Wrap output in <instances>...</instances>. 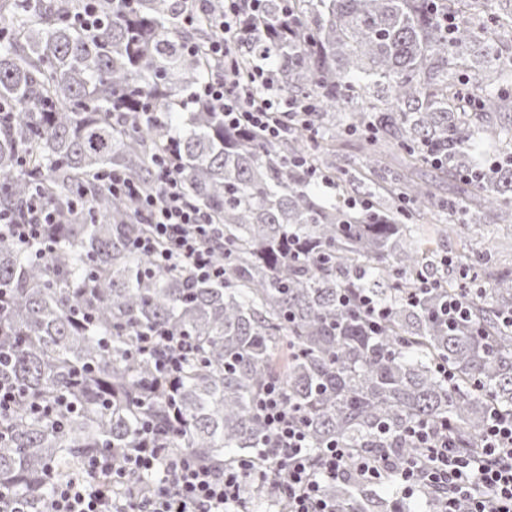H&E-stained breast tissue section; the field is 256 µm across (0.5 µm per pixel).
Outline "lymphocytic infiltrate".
<instances>
[{
	"mask_svg": "<svg viewBox=\"0 0 512 512\" xmlns=\"http://www.w3.org/2000/svg\"><path fill=\"white\" fill-rule=\"evenodd\" d=\"M263 0H224L221 31L205 48L207 56L222 59V70L199 85L193 97L224 114L233 129H253L263 138L281 137L282 118L309 111V104L283 98L273 74L255 66L246 78L231 68L234 49ZM179 157L172 144L156 155L155 187L145 191L121 172L109 174L114 194L128 198L139 209L144 228L133 241L139 253L150 257L156 270L183 269L201 281H220L224 267L215 260L217 228L186 199L176 171ZM50 215H33L21 221L0 219V240L43 252L52 241ZM140 354L154 359V375L165 380L180 373L193 355V344L169 328L143 331ZM271 447L278 451L276 464L263 456L213 466L187 453L171 454L157 427L143 423L135 447L114 454L91 457L82 478L56 484L45 512H246L244 482L253 476L273 486L288 501V512H338L323 492L325 482L341 477L347 464L360 476L380 477L387 464L371 456L351 457L338 443L327 444L318 460L307 452V435L296 407L288 403L279 384H268L257 403ZM409 437L422 448L424 462L398 465L401 492H433L439 512H512V415L491 412L481 446L470 454L460 452L447 426L418 423ZM156 474L147 490L130 485L131 476Z\"/></svg>",
	"mask_w": 512,
	"mask_h": 512,
	"instance_id": "1",
	"label": "lymphocytic infiltrate"
}]
</instances>
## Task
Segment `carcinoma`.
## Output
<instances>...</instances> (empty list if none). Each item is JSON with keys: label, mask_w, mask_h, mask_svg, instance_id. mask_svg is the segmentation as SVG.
<instances>
[{"label": "carcinoma", "mask_w": 512, "mask_h": 512, "mask_svg": "<svg viewBox=\"0 0 512 512\" xmlns=\"http://www.w3.org/2000/svg\"><path fill=\"white\" fill-rule=\"evenodd\" d=\"M84 8L0 0V105L10 112L0 117V215L24 218L35 202L61 219L43 259L0 242V286L10 289L0 349L12 351L20 391L0 422V484L18 512H41L91 456L133 447L143 419L171 434L175 453L222 466L262 448L273 464L256 409L270 382L300 409L314 458L335 441L410 461L418 451L406 429L420 421L448 425L457 447L475 450L492 409L512 414V332L499 325L512 312V269L470 240L441 265L402 202L454 220L459 206L416 176L433 152L446 161L435 171L461 183L460 201L491 224L512 217V128L497 122L512 110V66L496 57L512 0H264L237 44L240 77L264 59L285 97L317 102L309 130L290 124L276 142L186 103L220 67L187 46L220 34L223 0L190 27L178 0H101L89 30ZM148 110L161 122L142 123ZM175 127L176 177L224 233L220 282L159 272L135 252L141 218L104 179L117 170L152 189ZM355 130L366 155L344 171V204L328 203L311 191L309 168L334 178L325 155ZM389 150L403 159L395 174ZM299 155L306 164H293ZM421 275L441 287L412 302ZM463 288L470 316L448 326L439 306ZM357 289L389 309L374 331L342 301ZM150 326L197 346L170 385L154 382L153 360L137 352ZM62 398L74 410L58 422L47 410ZM246 489L247 506L288 512L271 486L249 479ZM326 492L340 512L406 508L350 468Z\"/></svg>", "instance_id": "cac0c4a2"}]
</instances>
